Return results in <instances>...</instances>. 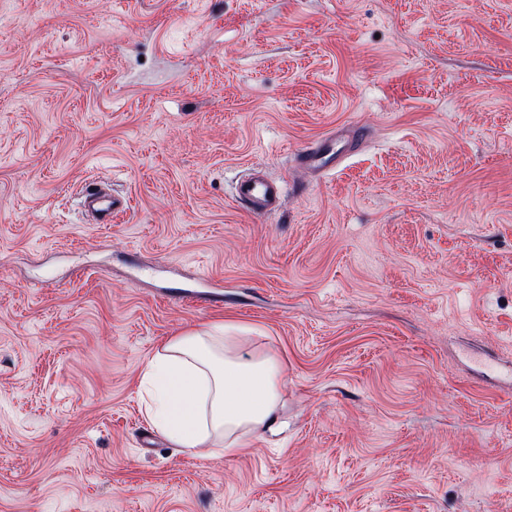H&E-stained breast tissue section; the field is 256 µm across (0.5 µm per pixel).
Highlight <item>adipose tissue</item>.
Listing matches in <instances>:
<instances>
[{
    "mask_svg": "<svg viewBox=\"0 0 512 512\" xmlns=\"http://www.w3.org/2000/svg\"><path fill=\"white\" fill-rule=\"evenodd\" d=\"M242 327L212 324L172 337L150 359L146 415L178 447L243 451L288 428L285 367L269 351L248 347Z\"/></svg>",
    "mask_w": 512,
    "mask_h": 512,
    "instance_id": "ef3b65f1",
    "label": "adipose tissue"
}]
</instances>
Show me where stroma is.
Masks as SVG:
<instances>
[{
    "label": "stroma",
    "instance_id": "stroma-1",
    "mask_svg": "<svg viewBox=\"0 0 512 512\" xmlns=\"http://www.w3.org/2000/svg\"><path fill=\"white\" fill-rule=\"evenodd\" d=\"M218 322L287 432L141 447ZM0 512H512V0H0ZM280 186L260 173L241 177L235 186V200L254 213L269 214L279 208ZM82 205L86 211L98 214V224H108L112 221V208L122 207L123 203L111 200L96 188H87L82 194Z\"/></svg>",
    "mask_w": 512,
    "mask_h": 512
}]
</instances>
